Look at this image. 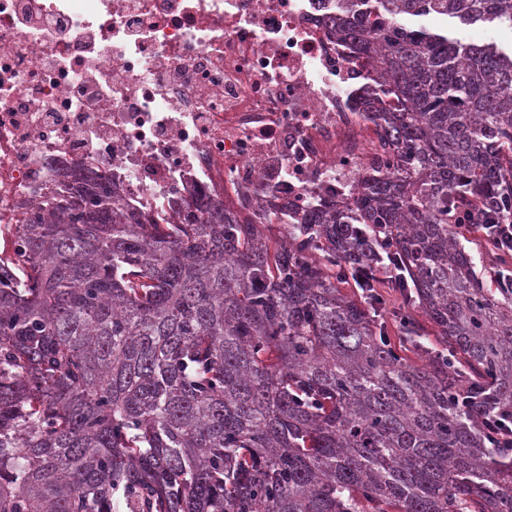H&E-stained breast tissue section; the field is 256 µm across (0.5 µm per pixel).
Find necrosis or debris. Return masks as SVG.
<instances>
[{
  "mask_svg": "<svg viewBox=\"0 0 512 512\" xmlns=\"http://www.w3.org/2000/svg\"><path fill=\"white\" fill-rule=\"evenodd\" d=\"M335 15L336 0H0V239L81 168L164 224L203 198L240 224L352 201L382 148L371 67ZM101 71L112 92L81 111Z\"/></svg>",
  "mask_w": 512,
  "mask_h": 512,
  "instance_id": "necrosis-or-debris-1",
  "label": "necrosis or debris"
}]
</instances>
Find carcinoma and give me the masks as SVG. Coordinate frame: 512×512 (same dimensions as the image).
<instances>
[{
	"instance_id": "obj_1",
	"label": "carcinoma",
	"mask_w": 512,
	"mask_h": 512,
	"mask_svg": "<svg viewBox=\"0 0 512 512\" xmlns=\"http://www.w3.org/2000/svg\"><path fill=\"white\" fill-rule=\"evenodd\" d=\"M429 16L512 31V0H336L392 151L288 238L208 200L180 224L124 212L84 170L57 220L15 225L0 512H512V255L484 244L486 287L453 223H512V48Z\"/></svg>"
}]
</instances>
